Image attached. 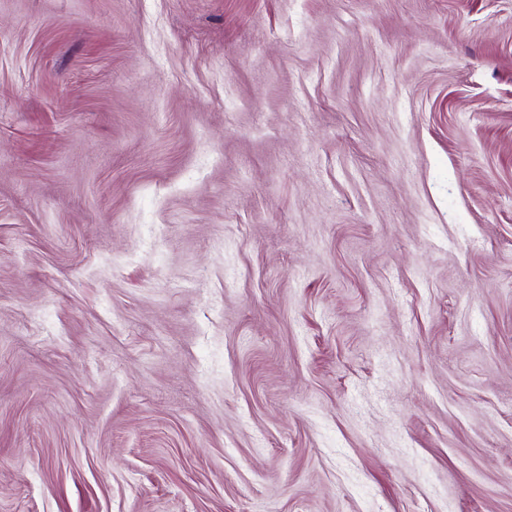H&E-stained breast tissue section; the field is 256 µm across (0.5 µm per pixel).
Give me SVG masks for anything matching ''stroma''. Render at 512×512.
Segmentation results:
<instances>
[{
    "instance_id": "35a3bbf8",
    "label": "stroma",
    "mask_w": 512,
    "mask_h": 512,
    "mask_svg": "<svg viewBox=\"0 0 512 512\" xmlns=\"http://www.w3.org/2000/svg\"><path fill=\"white\" fill-rule=\"evenodd\" d=\"M0 512H512V0H0Z\"/></svg>"
}]
</instances>
